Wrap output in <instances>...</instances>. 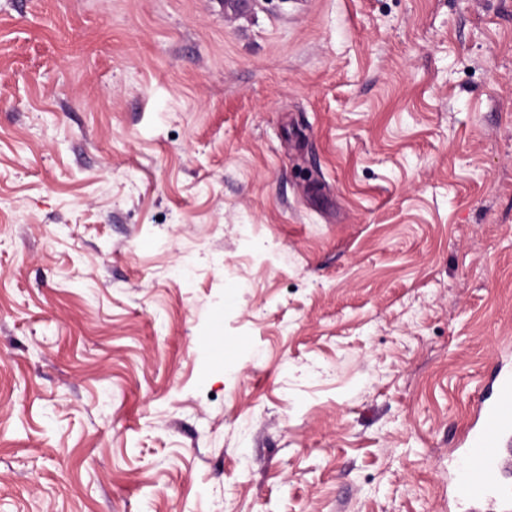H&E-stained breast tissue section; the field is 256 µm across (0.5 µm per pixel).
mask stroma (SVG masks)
Returning <instances> with one entry per match:
<instances>
[{"label":"stroma","instance_id":"1","mask_svg":"<svg viewBox=\"0 0 512 512\" xmlns=\"http://www.w3.org/2000/svg\"><path fill=\"white\" fill-rule=\"evenodd\" d=\"M512 355V0H0V512H448Z\"/></svg>","mask_w":512,"mask_h":512}]
</instances>
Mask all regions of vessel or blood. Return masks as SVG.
Segmentation results:
<instances>
[{
	"instance_id": "1",
	"label": "vessel or blood",
	"mask_w": 512,
	"mask_h": 512,
	"mask_svg": "<svg viewBox=\"0 0 512 512\" xmlns=\"http://www.w3.org/2000/svg\"><path fill=\"white\" fill-rule=\"evenodd\" d=\"M448 486L449 512H512V365L479 395Z\"/></svg>"
}]
</instances>
